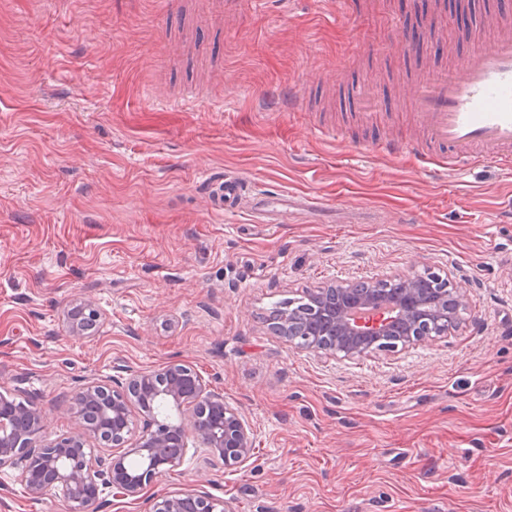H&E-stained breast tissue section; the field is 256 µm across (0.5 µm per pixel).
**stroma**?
Returning <instances> with one entry per match:
<instances>
[{"label": "stroma", "mask_w": 512, "mask_h": 512, "mask_svg": "<svg viewBox=\"0 0 512 512\" xmlns=\"http://www.w3.org/2000/svg\"><path fill=\"white\" fill-rule=\"evenodd\" d=\"M421 7L271 0L227 33L193 0H0V392L45 412L43 446L76 431L77 393L114 365L183 362L256 431L245 467L191 452L96 512L190 488L232 512H512V174L433 180L365 150L353 114H333L341 142L266 107L295 81L374 79L404 98L454 68L467 42L411 56L391 32ZM194 83L203 101L157 106ZM208 171L285 190L279 223L215 209ZM423 270L465 286L460 323L398 355L321 359L264 321L335 280ZM86 300L101 318L78 337L67 312ZM20 473L0 468L10 512H69L31 501Z\"/></svg>", "instance_id": "stroma-1"}]
</instances>
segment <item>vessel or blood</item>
I'll return each mask as SVG.
<instances>
[{
    "mask_svg": "<svg viewBox=\"0 0 512 512\" xmlns=\"http://www.w3.org/2000/svg\"><path fill=\"white\" fill-rule=\"evenodd\" d=\"M262 12L267 0H199L203 17L236 16L241 2ZM358 114L371 118L386 107L382 87L361 86L351 90ZM410 103L427 132L426 141L414 137L383 136L371 149L396 159L407 155L424 173L445 178L485 161L512 168V31L498 34L490 44L474 43L462 58L459 69L434 70L410 89ZM280 108L297 114L311 110L305 88L291 84L276 96ZM204 187L218 186L225 211L239 209L242 185L239 180L213 175Z\"/></svg>",
    "mask_w": 512,
    "mask_h": 512,
    "instance_id": "vessel-or-blood-1",
    "label": "vessel or blood"
}]
</instances>
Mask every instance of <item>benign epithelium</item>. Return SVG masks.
I'll return each mask as SVG.
<instances>
[{
	"label": "benign epithelium",
	"instance_id": "benign-epithelium-1",
	"mask_svg": "<svg viewBox=\"0 0 512 512\" xmlns=\"http://www.w3.org/2000/svg\"><path fill=\"white\" fill-rule=\"evenodd\" d=\"M451 289H440L430 303L410 277L393 274L365 282L362 294L354 296L356 281L331 282L315 290L313 299L324 322L337 327L338 335L327 343L308 336L298 341L288 313L270 327L273 335L298 342L302 350L344 357L368 355L377 351L399 353L432 339L431 328L448 332L455 317L438 311L453 294L461 305L465 291L455 280ZM97 312L90 302L72 307L68 313L70 330L86 333L83 316ZM112 382H90L80 391L76 407L78 430L57 437L39 448L36 439L47 429L42 411L24 400L0 395V467L23 463L21 479L29 498L38 501L50 490L60 492L69 512H92L107 489L126 498H137L155 478L175 470L189 447V438L207 448L210 455L224 461L227 469L239 468L252 457L253 426L224 397L207 390L197 371L182 363L159 370L132 371L115 367ZM164 401L179 411L190 410V419L176 423L155 419L154 407ZM139 408L143 428L134 444H128L131 411ZM107 446L95 454L89 440ZM135 456L140 466L132 470L125 459ZM152 512H232L227 503L197 489L180 490L153 499Z\"/></svg>",
	"mask_w": 512,
	"mask_h": 512
}]
</instances>
